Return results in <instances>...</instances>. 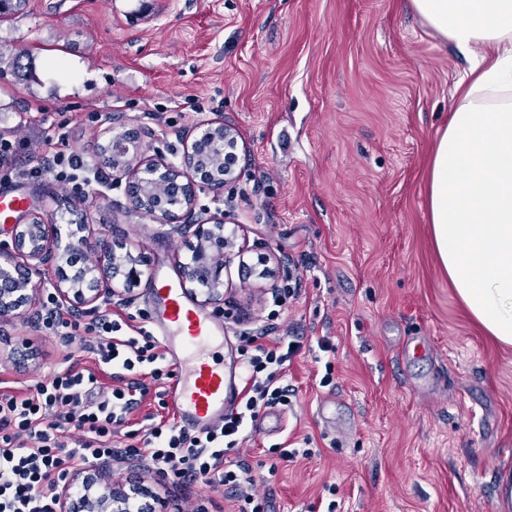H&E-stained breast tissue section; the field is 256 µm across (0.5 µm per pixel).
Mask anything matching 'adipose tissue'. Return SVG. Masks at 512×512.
<instances>
[{"instance_id": "adipose-tissue-1", "label": "adipose tissue", "mask_w": 512, "mask_h": 512, "mask_svg": "<svg viewBox=\"0 0 512 512\" xmlns=\"http://www.w3.org/2000/svg\"><path fill=\"white\" fill-rule=\"evenodd\" d=\"M460 50L495 52L473 68L427 175L439 263L488 336L512 346V0H409Z\"/></svg>"}]
</instances>
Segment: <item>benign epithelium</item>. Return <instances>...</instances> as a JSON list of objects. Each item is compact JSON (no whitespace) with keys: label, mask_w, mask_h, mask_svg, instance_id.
<instances>
[{"label":"benign epithelium","mask_w":512,"mask_h":512,"mask_svg":"<svg viewBox=\"0 0 512 512\" xmlns=\"http://www.w3.org/2000/svg\"><path fill=\"white\" fill-rule=\"evenodd\" d=\"M98 137L110 184L124 185L128 208L194 238L190 261L180 265L183 287L204 304H224V268L244 246L224 235L230 220L224 210L196 211L197 190L219 192L235 178L238 154L227 155V147L238 149L236 129L222 120L200 125L186 135L178 165L149 154L135 126L118 130L104 123ZM86 229L76 223L63 235L38 212L12 225L10 240L0 241V322L23 317L36 323L37 277L46 268L54 274V299L75 311L96 314L115 301L136 299L143 275L139 254L93 240ZM146 489L113 484L106 467L77 470L60 490L59 512H157L142 495Z\"/></svg>","instance_id":"obj_1"}]
</instances>
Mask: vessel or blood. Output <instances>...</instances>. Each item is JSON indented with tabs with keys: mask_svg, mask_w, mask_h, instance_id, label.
Here are the masks:
<instances>
[{
	"mask_svg": "<svg viewBox=\"0 0 512 512\" xmlns=\"http://www.w3.org/2000/svg\"><path fill=\"white\" fill-rule=\"evenodd\" d=\"M27 200L11 192L0 193V221L8 222L24 210ZM159 303L156 329L172 369L166 396L178 425L203 431L221 422L238 403L240 375L217 358L228 338L223 323L191 304L182 289L154 278Z\"/></svg>",
	"mask_w": 512,
	"mask_h": 512,
	"instance_id": "b4317fda",
	"label": "vessel or blood"
}]
</instances>
